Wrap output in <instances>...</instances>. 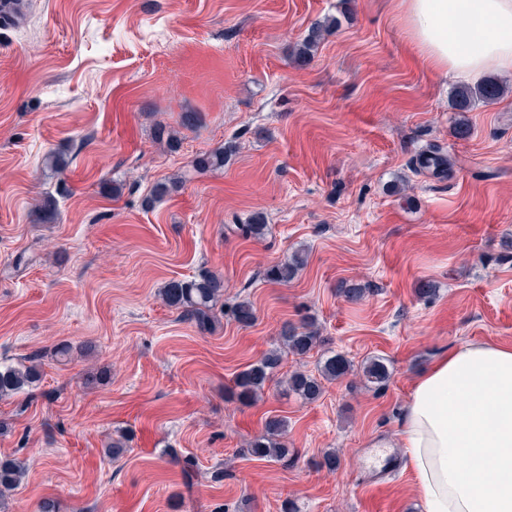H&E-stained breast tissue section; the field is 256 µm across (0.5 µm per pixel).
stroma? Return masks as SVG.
Wrapping results in <instances>:
<instances>
[{
    "mask_svg": "<svg viewBox=\"0 0 512 512\" xmlns=\"http://www.w3.org/2000/svg\"><path fill=\"white\" fill-rule=\"evenodd\" d=\"M23 2L0 28V365L33 359L42 379L0 399V458L28 465L5 512L46 498L57 512H422L397 437L417 378L461 346H512V73L498 102L459 112L457 81L421 58L399 0ZM328 15L339 28L297 61ZM186 111L201 120L169 150L154 128ZM231 142L224 168L194 171ZM428 149L451 160L444 178L413 169ZM53 151L71 157L64 173L44 167ZM256 212L259 240L240 230ZM302 247L295 280H264ZM204 268L224 277L221 305L252 303L251 326L202 332L164 303L167 283ZM344 282L363 295L345 298ZM305 321L316 347L236 400L235 377ZM334 353L353 375L313 402L285 393L282 379ZM371 357L386 385L362 376ZM274 415L287 459L250 456ZM119 431L130 441L113 461ZM339 25V20L336 17H327L323 21L312 24L304 38L297 43L295 54L299 59L308 60L314 56L315 51L318 49L323 39L324 32Z\"/></svg>",
    "mask_w": 512,
    "mask_h": 512,
    "instance_id": "35a3bbf8",
    "label": "stroma"
}]
</instances>
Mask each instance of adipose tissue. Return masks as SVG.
I'll use <instances>...</instances> for the list:
<instances>
[{
  "mask_svg": "<svg viewBox=\"0 0 512 512\" xmlns=\"http://www.w3.org/2000/svg\"><path fill=\"white\" fill-rule=\"evenodd\" d=\"M406 32L440 74L512 72V0H401ZM424 512H512V347L470 344L417 380L399 423Z\"/></svg>",
  "mask_w": 512,
  "mask_h": 512,
  "instance_id": "obj_1",
  "label": "adipose tissue"
}]
</instances>
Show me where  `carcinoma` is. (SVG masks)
<instances>
[{
	"label": "carcinoma",
	"mask_w": 512,
	"mask_h": 512,
	"mask_svg": "<svg viewBox=\"0 0 512 512\" xmlns=\"http://www.w3.org/2000/svg\"><path fill=\"white\" fill-rule=\"evenodd\" d=\"M339 25L335 17H327L312 24L304 38L297 43L295 54L302 60L314 56L323 39L324 32ZM505 92V87L497 80H489L477 87L460 86L454 92L455 107L468 109L475 102L492 104ZM234 146L227 145L205 155L196 162L200 169H222L228 162ZM71 159L59 152H50L44 157L46 167L57 173L66 171ZM417 168L432 169L436 172L445 171L449 161L442 156L422 154L416 158ZM306 264V253L303 249L294 251L288 258L269 265L263 273L264 279L271 283H288L294 280ZM166 304L180 311L184 317L194 322L203 331L211 328L215 321L213 313L217 301L224 296V277L207 269L198 274L169 282L162 290ZM224 315L241 326H249L256 320L253 305L248 301H240L224 310ZM282 347L272 349L248 369L239 373L235 379L233 393L241 401L256 398L270 380L273 372L280 366L283 355L292 353L305 355L312 350L317 341L316 331L312 325L296 326L286 324L281 330ZM352 370L350 362L341 355L327 357L319 368V375L314 376L295 371L285 380L287 390L301 399L313 402L323 391V382L340 379ZM364 377L371 383L385 384L390 376L386 365L378 359L367 361L362 369ZM41 380L38 365L21 363L17 366L0 365V398L13 396L31 390ZM288 428L287 420L271 416L265 420V431L248 445V452L260 459L281 460L288 455V449L282 444L281 438ZM27 473L26 462L19 458H0V499L15 490Z\"/></svg>",
	"instance_id": "1"
}]
</instances>
